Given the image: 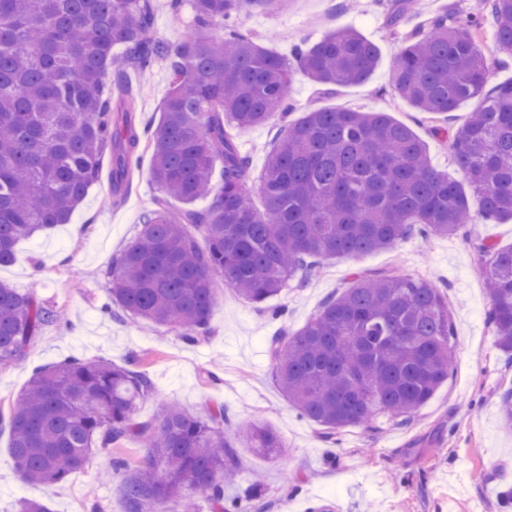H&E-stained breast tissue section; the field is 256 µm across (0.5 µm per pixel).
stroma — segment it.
Here are the masks:
<instances>
[{"label":"stroma","mask_w":512,"mask_h":512,"mask_svg":"<svg viewBox=\"0 0 512 512\" xmlns=\"http://www.w3.org/2000/svg\"><path fill=\"white\" fill-rule=\"evenodd\" d=\"M345 0H290L277 13H254L242 25L259 43L289 55L298 41L351 27L374 42L380 62L370 79L327 94L302 74H295L289 97L297 109L312 107L384 111L408 124L426 142L432 165L455 171L448 147L431 134L433 121L398 99L390 65L401 44L386 26L383 0H359L357 10ZM153 33L176 41L190 32L189 9L172 11L169 0H153ZM142 97L141 125L156 124L171 77L157 65L133 73ZM132 188L120 205L110 202L111 161L102 158L92 184L68 223L22 239L14 261L0 267V282L61 311L63 325L48 327L26 357L0 366V415H8L34 369L65 357L105 359L117 364L139 357L154 393L139 406L138 416L152 420L163 404L197 415L224 405L239 428L261 421L281 437L278 460L268 461L243 447L241 473L231 492L241 494L245 512H505L498 490L512 488V429L503 422L500 397L512 387V359L496 344L487 323L488 297L478 276L480 243L512 246V221L470 224L452 237L427 241L411 237L389 251L325 261L309 279L293 278L275 302L287 310L291 329L304 327L329 295L348 287L353 272L389 269L432 280L447 292L455 336L454 371L410 424L381 420L376 431L353 426L335 444L323 442L316 426L299 415L278 389L266 344L278 321L219 286L210 317L211 333L195 344L165 327L145 328L109 317L106 272L137 234L140 217L156 193L150 173L152 150L141 147ZM9 434L0 433V512H15L18 500L50 498L53 512H124L122 472L113 454L140 464L147 446L131 439L119 451L95 450L89 464L66 482L47 488L24 482L8 453ZM262 487L248 496L252 473Z\"/></svg>","instance_id":"obj_1"}]
</instances>
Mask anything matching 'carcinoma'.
Instances as JSON below:
<instances>
[{
    "mask_svg": "<svg viewBox=\"0 0 512 512\" xmlns=\"http://www.w3.org/2000/svg\"><path fill=\"white\" fill-rule=\"evenodd\" d=\"M189 2L192 33L170 43L153 34L152 0H0V266L12 262L19 240L68 221L106 152L112 204H120L145 141L158 195L112 260V303L120 318L193 342L210 334L218 280L260 306L325 258L387 250L415 229L428 240L512 219V79L487 86L489 57L477 37L483 17L441 11L401 34L410 0L387 5V28L402 41L394 91L442 119L432 134L448 143L460 181L434 168L425 142L387 112L318 107L288 119L294 72L328 90L370 78L379 49L358 31L302 41L285 58L243 32L240 19L288 0ZM483 5L498 47L511 49L512 0ZM157 62L172 82L150 130L137 125L140 91L128 74ZM467 101L474 108L465 123L449 128L448 116ZM275 118L282 125L258 211L238 139ZM208 197V208L189 207ZM479 253L488 322L512 356V246L484 243ZM57 323L58 312L36 294L0 283V366L24 358ZM453 336L448 297L431 281L356 272L303 329L281 325L267 355L279 389L333 443L341 429L375 430L382 417L411 423L453 372ZM153 392L130 361L70 358L36 370L5 424L15 469L52 487L83 469L95 446L143 439L145 462L131 468L113 459L126 472L127 512H181L190 495L213 512H242L224 494L240 474L224 406L204 418L165 406L141 421L138 405ZM243 443L270 460L283 447L260 424L247 427Z\"/></svg>",
    "mask_w": 512,
    "mask_h": 512,
    "instance_id": "cac0c4a2",
    "label": "carcinoma"
}]
</instances>
